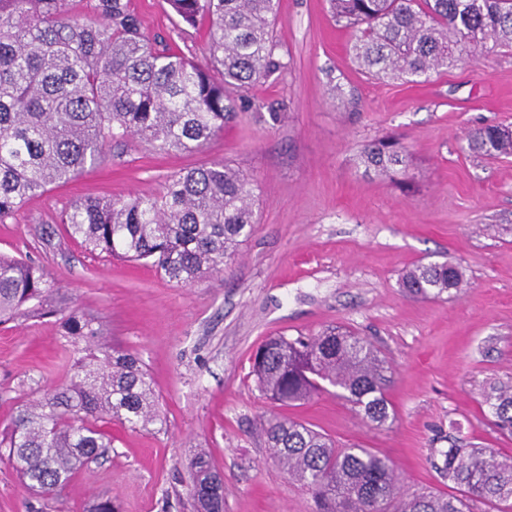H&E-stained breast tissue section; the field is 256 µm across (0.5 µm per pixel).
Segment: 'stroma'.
<instances>
[{
  "label": "stroma",
  "instance_id": "obj_1",
  "mask_svg": "<svg viewBox=\"0 0 512 512\" xmlns=\"http://www.w3.org/2000/svg\"><path fill=\"white\" fill-rule=\"evenodd\" d=\"M130 7L146 37L206 63L205 26L184 25L166 0ZM276 38L286 69L249 86L251 109L200 150L113 145L103 163L0 223L1 253L42 266L70 308L98 316L108 345L141 358L165 420L148 431L103 420L108 454L51 497L26 490L0 448V512H84L96 495L119 512H194L196 448L224 473V512H313L265 449L260 426L279 414L337 447L388 457L411 491H447L432 449L454 442L512 455V435L485 401L491 387H512V155L488 158L467 140L484 125L512 127V49L424 83L378 80L351 59L352 31L331 19L327 0H279ZM387 135L410 155L411 192L357 164L364 145ZM220 160L254 180L258 222L230 267L195 285L89 252L62 231L41 238L77 200L156 195L167 176ZM445 260L463 267L468 288L439 298L401 288L406 270ZM60 322L0 325V432L22 403L66 380ZM330 327L386 357L389 426L330 392L282 408L257 389L251 358L268 338Z\"/></svg>",
  "mask_w": 512,
  "mask_h": 512
}]
</instances>
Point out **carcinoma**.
<instances>
[{
    "instance_id": "obj_1",
    "label": "carcinoma",
    "mask_w": 512,
    "mask_h": 512,
    "mask_svg": "<svg viewBox=\"0 0 512 512\" xmlns=\"http://www.w3.org/2000/svg\"><path fill=\"white\" fill-rule=\"evenodd\" d=\"M179 20L208 21L211 66L157 48L141 31L129 0H89L90 19L67 14L66 0H0V223L32 196L103 162L112 143L132 138L161 152H194L224 130L246 98L230 90L283 71L274 36L277 0H167ZM335 20L352 29L350 53L379 78L427 79L478 56L512 48V0H329ZM488 157L512 154V133L486 125L468 136ZM367 171L394 180L409 156L391 139L364 146ZM256 184L229 163L166 177L157 196L86 198L62 217L66 233L90 252L153 261L168 280L191 286L224 271L253 232ZM400 286L414 297H440L467 286L462 268L420 263ZM42 266L0 254V324L57 315ZM72 349L65 385L20 405L0 438L25 486L57 493L104 456L112 437L98 421L148 430L161 422L158 397L141 359L103 344L98 318H61ZM388 362L366 339L327 329L316 336L269 340L255 354L259 391L282 405L330 385L363 417L388 424ZM487 401L512 434V389ZM267 451L311 496L316 512H471L470 503L512 512V456L492 448H434L435 468L458 494L402 491L391 461L368 448H338L285 416L262 426ZM196 512H224V476L205 450L189 460Z\"/></svg>"
}]
</instances>
